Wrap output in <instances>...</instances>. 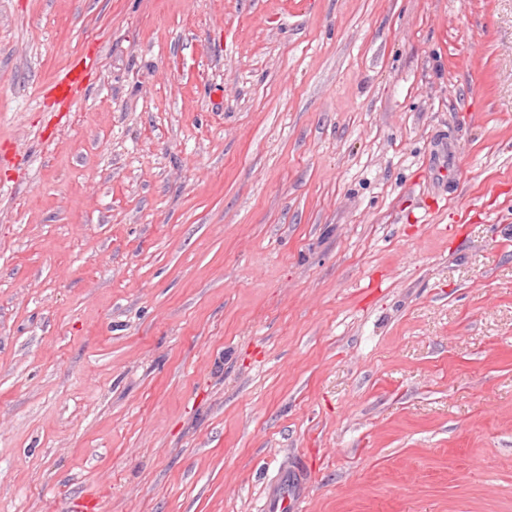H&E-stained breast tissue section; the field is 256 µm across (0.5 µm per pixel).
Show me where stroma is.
<instances>
[{"instance_id": "stroma-1", "label": "stroma", "mask_w": 512, "mask_h": 512, "mask_svg": "<svg viewBox=\"0 0 512 512\" xmlns=\"http://www.w3.org/2000/svg\"><path fill=\"white\" fill-rule=\"evenodd\" d=\"M283 472L512 512V0H0V512Z\"/></svg>"}]
</instances>
